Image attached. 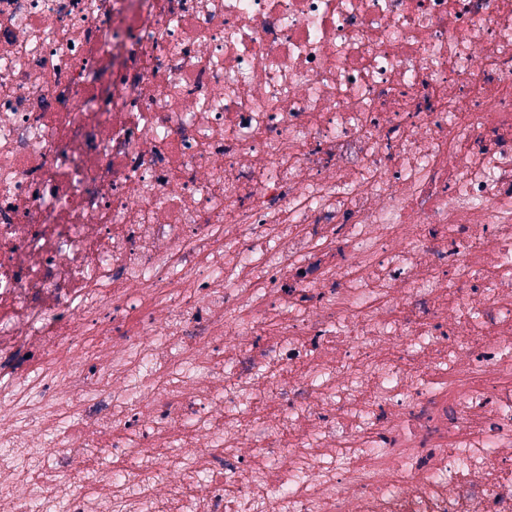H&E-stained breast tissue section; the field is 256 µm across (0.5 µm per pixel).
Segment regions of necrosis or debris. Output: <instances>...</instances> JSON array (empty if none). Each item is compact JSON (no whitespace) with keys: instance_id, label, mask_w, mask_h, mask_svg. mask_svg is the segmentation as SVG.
I'll return each mask as SVG.
<instances>
[{"instance_id":"4bbe7bcc","label":"necrosis or debris","mask_w":512,"mask_h":512,"mask_svg":"<svg viewBox=\"0 0 512 512\" xmlns=\"http://www.w3.org/2000/svg\"><path fill=\"white\" fill-rule=\"evenodd\" d=\"M0 512H512V0H0Z\"/></svg>"}]
</instances>
